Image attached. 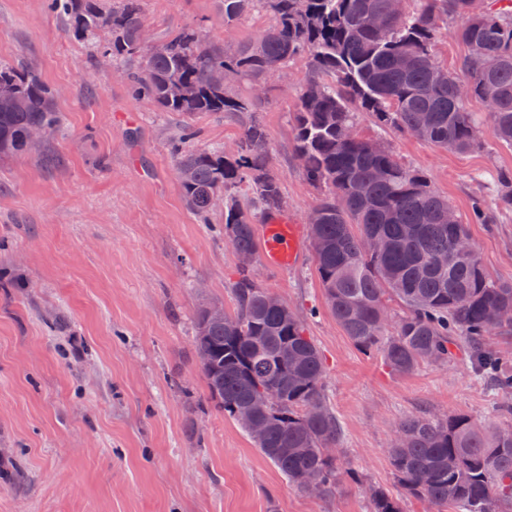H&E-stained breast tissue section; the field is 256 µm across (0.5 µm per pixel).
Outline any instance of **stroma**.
<instances>
[{"instance_id":"stroma-1","label":"stroma","mask_w":512,"mask_h":512,"mask_svg":"<svg viewBox=\"0 0 512 512\" xmlns=\"http://www.w3.org/2000/svg\"><path fill=\"white\" fill-rule=\"evenodd\" d=\"M155 36L187 27L221 41L217 0H145ZM0 61L37 74L61 123L42 152L0 161V512H372L368 486L399 494L388 450L415 412L499 425L512 398L480 385L467 360L392 371L356 348L327 311L307 215L317 190L295 157L291 114L306 76L295 62L257 114L300 256L255 282L294 310L317 346L344 434L350 476L327 496L291 486L209 397L195 358V317L234 308L237 258L224 218L199 223L171 148L238 150L231 112L191 118L135 99L94 66L46 0H0ZM358 131L419 169L462 218L491 204L512 149L491 125L482 149L456 153L377 127ZM470 234L490 278L512 283V211Z\"/></svg>"}]
</instances>
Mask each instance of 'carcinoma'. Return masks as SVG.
I'll return each mask as SVG.
<instances>
[{"label": "carcinoma", "instance_id": "cac0c4a2", "mask_svg": "<svg viewBox=\"0 0 512 512\" xmlns=\"http://www.w3.org/2000/svg\"><path fill=\"white\" fill-rule=\"evenodd\" d=\"M405 0L390 26L374 29L367 16L391 13V0H221L224 42L192 28L155 39L146 53L140 32L144 0H47L65 29L82 38L94 62L107 53L112 71L133 97L163 112H244L240 151L217 146L174 148V166L187 207L203 223L224 195V238L233 242L239 278L235 309L216 318L214 304L196 314L194 348L210 398L247 434L258 420L265 434L253 441L296 488L314 477L328 495L347 471L340 462L343 433L324 391L319 351L288 305L268 304L251 278L258 225L282 211L280 179L270 172L263 127L252 113L264 99L254 88L296 60L306 66L293 113L294 149L306 177L321 190L308 216L315 272L327 309L353 343L376 352L399 373L455 360L463 344L480 379L512 394V353L489 338L512 331L500 313L512 308V284L491 280L478 254H461L463 219L443 221L451 207L419 170L357 132L358 113L434 147L468 152L482 146L481 120L468 108L475 98L498 142L512 147V5L489 6L474 17L468 0ZM272 22L237 40L238 22L255 12ZM455 20L466 52L456 76L436 59L440 22ZM494 59L492 71L477 68ZM246 81L240 96L215 81L218 71ZM60 124L51 89L18 66L0 64V160L35 151L33 128L44 138ZM244 187L246 200L235 190ZM512 210V178H501L492 206H477L475 220L495 223ZM383 235L387 252L366 250ZM388 449L404 489L452 512H512V436L479 427L461 415H410L400 421ZM336 449V455L324 452ZM373 512H403L401 501L368 488Z\"/></svg>", "mask_w": 512, "mask_h": 512}]
</instances>
